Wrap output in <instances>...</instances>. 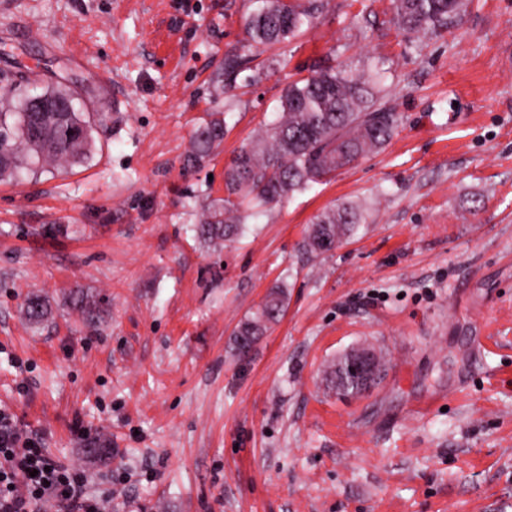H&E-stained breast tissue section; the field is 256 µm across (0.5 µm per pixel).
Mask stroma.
<instances>
[{
	"label": "stroma",
	"mask_w": 512,
	"mask_h": 512,
	"mask_svg": "<svg viewBox=\"0 0 512 512\" xmlns=\"http://www.w3.org/2000/svg\"><path fill=\"white\" fill-rule=\"evenodd\" d=\"M257 6L0 0L25 90L63 62L104 116L83 163L0 182V406L108 512H512V0H470L425 38L391 0H328L312 28L252 48ZM231 53L265 68L226 77ZM331 60L378 64L392 137L237 240L198 238L232 157ZM213 118L223 143L188 165ZM342 201L366 224L307 251ZM275 286L278 321L238 354ZM31 293L51 304L43 323L25 318ZM358 345L386 353L380 380L328 391L324 366ZM285 305V294L280 288L272 289L265 298L260 309L251 317L244 321L236 334V344L240 353L244 352V341H255L257 336H260L267 330L268 325L273 323L268 317L269 309H276L279 314L282 312Z\"/></svg>",
	"instance_id": "35a3bbf8"
}]
</instances>
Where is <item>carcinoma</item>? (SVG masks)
<instances>
[{"mask_svg":"<svg viewBox=\"0 0 512 512\" xmlns=\"http://www.w3.org/2000/svg\"><path fill=\"white\" fill-rule=\"evenodd\" d=\"M246 22V36L256 45L290 40L309 29L324 11L327 0H262ZM394 19L405 31L435 35L461 15L465 0H393ZM380 72L358 75L344 66H325L289 83L283 90L278 116L242 149L225 171L224 205L209 208L196 227L198 238L216 243L240 237L250 214L246 210L290 198L294 193L333 176L360 157L383 146L399 126L400 117L373 91ZM89 87L61 78L42 97L59 100L67 111L37 119L26 112L30 95L10 73L0 72V179L15 178L23 169L45 164H77L88 155L93 116L77 108L80 93ZM224 139L218 119L203 126L187 162L196 165ZM365 210L350 202L317 215L308 229L307 247L325 253L336 248L365 223ZM285 294L272 289L260 309L237 331L238 350L267 330L268 310H283ZM26 319L39 324L49 318V300L33 294L24 305ZM329 390L338 395L365 391L347 370L334 362L325 371Z\"/></svg>","mask_w":512,"mask_h":512,"instance_id":"1","label":"carcinoma"}]
</instances>
